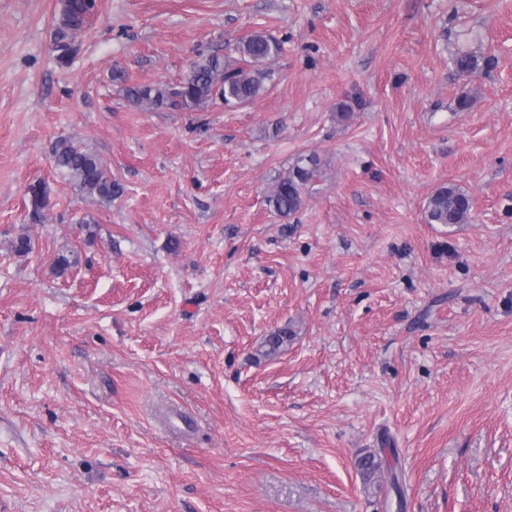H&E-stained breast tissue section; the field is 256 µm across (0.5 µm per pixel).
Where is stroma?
I'll use <instances>...</instances> for the list:
<instances>
[{
    "label": "stroma",
    "instance_id": "stroma-1",
    "mask_svg": "<svg viewBox=\"0 0 512 512\" xmlns=\"http://www.w3.org/2000/svg\"><path fill=\"white\" fill-rule=\"evenodd\" d=\"M59 10L0 0V512H512V0H97L65 65ZM255 32L251 103L119 93ZM448 183L470 219L427 223ZM453 64L459 74L470 76L489 70L494 61L490 57L476 54L475 51H459L453 58ZM53 158L55 168L74 179L86 195L107 202L120 195L121 187L96 154L60 139L54 145ZM321 162L315 153L300 155L293 162L288 174L278 179L268 204L282 217L295 214L304 204L308 184L320 174Z\"/></svg>",
    "mask_w": 512,
    "mask_h": 512
}]
</instances>
